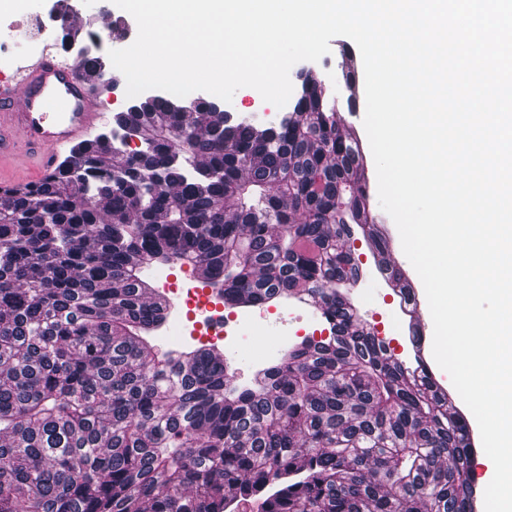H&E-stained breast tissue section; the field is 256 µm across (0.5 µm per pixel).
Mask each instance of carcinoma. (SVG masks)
Instances as JSON below:
<instances>
[{"instance_id":"cac0c4a2","label":"carcinoma","mask_w":512,"mask_h":512,"mask_svg":"<svg viewBox=\"0 0 512 512\" xmlns=\"http://www.w3.org/2000/svg\"><path fill=\"white\" fill-rule=\"evenodd\" d=\"M101 59L85 54L87 77ZM112 120V147L100 133L0 191V512H477L468 422L422 335L402 360L353 303L360 268L338 242L357 236L412 290L369 226L331 93L276 128L163 96ZM161 263L202 268L229 309L305 296L329 336L234 387L216 348L154 344Z\"/></svg>"}]
</instances>
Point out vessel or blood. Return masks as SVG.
Segmentation results:
<instances>
[{"label":"vessel or blood","instance_id":"b4317fda","mask_svg":"<svg viewBox=\"0 0 512 512\" xmlns=\"http://www.w3.org/2000/svg\"><path fill=\"white\" fill-rule=\"evenodd\" d=\"M105 76H81L45 53L20 74L0 79V168L7 188L24 187L28 170H52L60 149L86 141L107 117Z\"/></svg>","mask_w":512,"mask_h":512}]
</instances>
